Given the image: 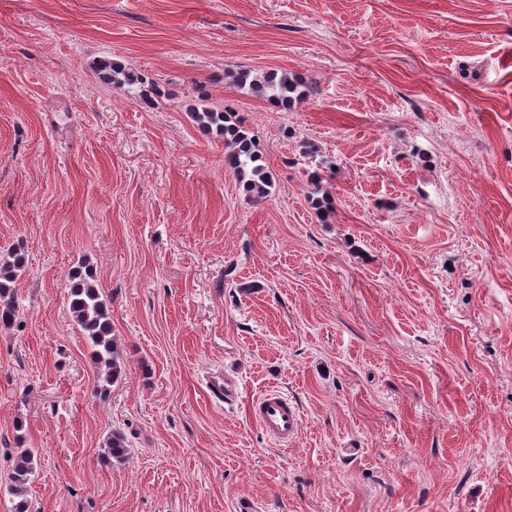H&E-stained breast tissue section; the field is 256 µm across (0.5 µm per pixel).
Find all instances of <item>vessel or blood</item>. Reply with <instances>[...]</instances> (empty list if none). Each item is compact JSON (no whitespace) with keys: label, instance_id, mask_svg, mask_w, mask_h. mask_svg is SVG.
Wrapping results in <instances>:
<instances>
[{"label":"vessel or blood","instance_id":"vessel-or-blood-1","mask_svg":"<svg viewBox=\"0 0 512 512\" xmlns=\"http://www.w3.org/2000/svg\"><path fill=\"white\" fill-rule=\"evenodd\" d=\"M250 413L263 434L279 445L294 442L300 433V411L281 391L263 393L252 402Z\"/></svg>","mask_w":512,"mask_h":512}]
</instances>
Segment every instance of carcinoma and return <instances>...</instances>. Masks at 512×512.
<instances>
[{
	"label": "carcinoma",
	"instance_id": "obj_1",
	"mask_svg": "<svg viewBox=\"0 0 512 512\" xmlns=\"http://www.w3.org/2000/svg\"><path fill=\"white\" fill-rule=\"evenodd\" d=\"M100 70L106 72L112 83L119 86H133L142 79L124 69L120 64L105 61ZM300 83L286 72L269 73L254 77L249 82L253 91L279 100L290 101L298 92ZM192 119L199 125L216 129L224 135L225 161L233 176L242 183L247 193L257 199L270 197L273 188L272 176L259 164L255 138L250 136L237 121L234 113L217 112L208 108L194 109ZM24 267V257L16 250H9L0 256V324L8 325L15 318L14 283ZM69 295V312L74 322L89 340L92 359L98 375L96 393L104 397L109 387L122 374L123 358L112 337L109 313L100 299V291L93 270L88 265L76 271L72 277ZM107 454L116 460L126 456L128 442L123 434L114 432L106 441ZM34 453L29 448L17 452V463L11 484L7 488L10 496L17 499L13 512H28L26 486L33 473Z\"/></svg>",
	"mask_w": 512,
	"mask_h": 512
}]
</instances>
